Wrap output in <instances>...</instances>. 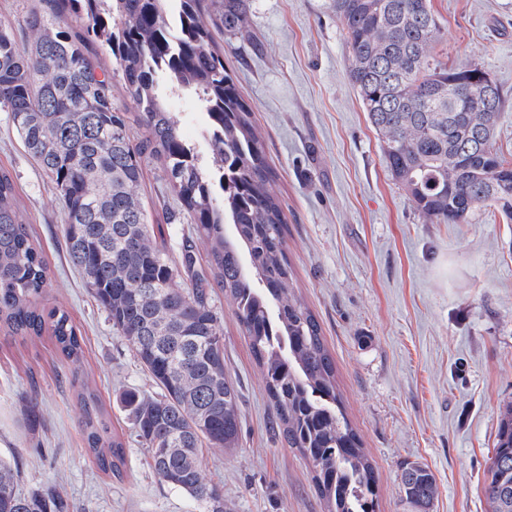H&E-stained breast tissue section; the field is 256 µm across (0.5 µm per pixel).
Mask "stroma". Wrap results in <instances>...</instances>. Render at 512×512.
<instances>
[{
    "instance_id": "obj_1",
    "label": "stroma",
    "mask_w": 512,
    "mask_h": 512,
    "mask_svg": "<svg viewBox=\"0 0 512 512\" xmlns=\"http://www.w3.org/2000/svg\"><path fill=\"white\" fill-rule=\"evenodd\" d=\"M437 63L479 64L502 90L497 142L512 154V0H430ZM224 65L254 109L286 220L297 295L317 318L336 365L344 412L379 478L377 512H416L399 485L403 462L433 473L429 512H488L485 487L502 412L512 405V224L492 209L465 224H434L394 181L349 77V48L327 0H248L236 35L212 29ZM0 169L49 272L47 306L64 307L83 337L72 364L49 337L0 334V459L20 487L51 485L74 512H196L161 484L120 401L157 391L69 263L59 194L0 112ZM140 193L164 245L180 260L192 219L160 162ZM224 325V363L240 394L233 449L203 448L206 481L232 512H325L311 468L272 428L261 371L234 306L211 291ZM80 368L126 440L122 477L85 450L82 411L64 377ZM39 422L28 426L27 408Z\"/></svg>"
}]
</instances>
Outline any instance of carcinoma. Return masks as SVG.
Listing matches in <instances>:
<instances>
[{"instance_id": "carcinoma-1", "label": "carcinoma", "mask_w": 512, "mask_h": 512, "mask_svg": "<svg viewBox=\"0 0 512 512\" xmlns=\"http://www.w3.org/2000/svg\"><path fill=\"white\" fill-rule=\"evenodd\" d=\"M27 15L34 40L21 48L0 28V110L59 193L69 262L83 274L112 329L130 345L158 392L121 401L157 480L189 495L198 512H226L224 489L202 477L201 448L237 447L239 395L224 369V328L210 280L224 288L261 369L273 428L311 466L327 512H377L378 476L336 392L321 327L296 296L285 217L257 136L253 109L215 49L205 0H45ZM247 0H224L218 17L237 34ZM350 48L349 76L381 136L386 166L417 210L439 224H464L485 205L512 220V161L497 144L503 94L488 109L469 74L475 63H435L438 22L429 0H330ZM112 55L139 112L112 100V76L88 45ZM194 93L211 151L205 165L181 136L166 99ZM487 124L483 140L472 127ZM143 129L134 140L133 128ZM167 182L210 244V272L195 269V242L176 266L140 197L144 162ZM0 170V326L12 338L48 335L67 361L83 355L64 308H45L48 272L39 243ZM191 286H186L184 277ZM84 417L86 452L121 477L126 444L112 432L98 394L68 378ZM485 493L490 512H512V409L500 421ZM409 503L436 493L428 469L402 465ZM52 486L23 492L18 466L0 459V512H70Z\"/></svg>"}]
</instances>
